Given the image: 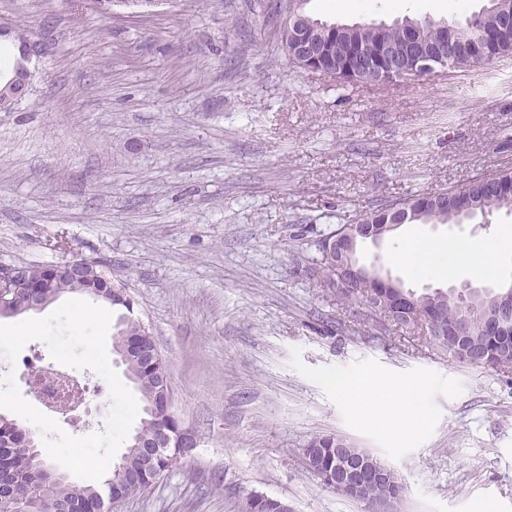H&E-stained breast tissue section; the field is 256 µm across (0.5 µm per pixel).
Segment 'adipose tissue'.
<instances>
[{"mask_svg": "<svg viewBox=\"0 0 512 512\" xmlns=\"http://www.w3.org/2000/svg\"><path fill=\"white\" fill-rule=\"evenodd\" d=\"M508 240H512L510 228L504 229L499 238L482 243H461L452 240L427 242L410 238L392 255L391 260L397 265L418 270L443 255L448 259L446 269L449 275L454 276L463 271L483 274L494 269L497 254L503 243ZM372 387L385 402L388 417L394 426H402L409 417L424 415L426 389L423 385H397L386 378L377 377L373 379Z\"/></svg>", "mask_w": 512, "mask_h": 512, "instance_id": "adipose-tissue-1", "label": "adipose tissue"}]
</instances>
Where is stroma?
<instances>
[{
  "label": "stroma",
  "instance_id": "1",
  "mask_svg": "<svg viewBox=\"0 0 512 512\" xmlns=\"http://www.w3.org/2000/svg\"><path fill=\"white\" fill-rule=\"evenodd\" d=\"M286 0H163L108 16L91 0H0L44 42L27 92L0 109V261L108 263L153 333L173 410L200 443L112 512H370L305 463L312 436L363 448L405 487L397 512H512V370L473 367L378 331L316 278L321 235L395 201L512 170V56L389 87L341 88L288 62ZM308 0L323 20L460 16L480 0ZM512 212L406 224L375 263L416 291L512 286L390 260L405 238L474 243ZM424 383L427 414L391 427L368 383ZM353 383L354 403L332 384ZM108 393L56 420L102 431Z\"/></svg>",
  "mask_w": 512,
  "mask_h": 512
}]
</instances>
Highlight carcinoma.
<instances>
[{
    "instance_id": "obj_1",
    "label": "carcinoma",
    "mask_w": 512,
    "mask_h": 512,
    "mask_svg": "<svg viewBox=\"0 0 512 512\" xmlns=\"http://www.w3.org/2000/svg\"><path fill=\"white\" fill-rule=\"evenodd\" d=\"M512 13V0H484L483 7L460 20H445L425 17L423 19L401 16L391 22L375 24L373 31L366 34L361 43L364 53L372 58L379 52L380 45L384 42H401L406 37V32L413 29L418 34L421 43L434 41L443 33H448L452 39L460 36L492 35L502 12ZM356 40L355 34L350 31H332L326 34L322 47L330 54L333 61L346 60ZM512 55V31L498 37L493 45L491 54L478 56L472 59L464 58L459 61L457 69L465 70L470 67L488 64L498 57ZM509 191L505 193H489L484 191L483 179L478 178L468 182L465 186L448 191L447 200L441 202L436 209L424 211L423 221L427 224H456L462 221L463 213L456 210L454 205L457 193L467 197L472 205L471 213L480 212L490 214L502 208H512V175L502 173L495 175ZM320 257L317 266L322 268V282L320 287L330 292L338 301L347 306L358 305L368 295H382L385 298V311L392 308L391 296L393 289L383 288L377 282L359 283L350 288H336V257H327L324 251H319ZM19 275L30 278L33 291L42 296L55 298L64 293H81L89 295L97 300L112 306L115 318V339L125 341L139 339L143 343V349L125 362L126 371L137 383L138 390L143 400V414L139 433L144 438H150L156 434L158 427L165 426L177 430L180 423L172 409L160 404L164 383L170 380L168 366L161 356H151V342L149 331L143 323L134 317V302L127 293L126 284L112 278L111 272L97 261L85 259L75 261L73 270L59 267L22 264ZM489 297V294H474L467 300H462L456 294L448 293V298L441 305L436 319L439 325H454L458 318L469 316L471 323V335L466 337L467 343L457 342V337L449 336L443 341L435 336H426L424 340L441 354L454 360L461 361L474 356L482 362V366L495 368H512V335L489 336L481 327L477 307L480 302ZM425 302H419L412 308L409 314H398L390 321L394 330L401 332L420 333L417 321L424 317ZM338 439L330 435H318L310 439L307 444L309 452L313 453L322 463L323 471L335 470V448ZM181 455V449L170 447L167 451L155 459L152 468L145 467L140 459L129 453L123 460L126 478L118 484L119 495L129 498L145 491L153 484L161 472L172 468L174 459ZM29 448L22 442H16L15 446L7 449L5 464L16 470L28 466ZM403 485L396 482L381 484L370 491L372 498L379 500L384 498L402 499ZM31 493L46 507L55 504L61 499L70 502L71 512H103V501L112 497V491L101 490L98 486H76L60 483L54 479L41 477L34 482Z\"/></svg>"
}]
</instances>
